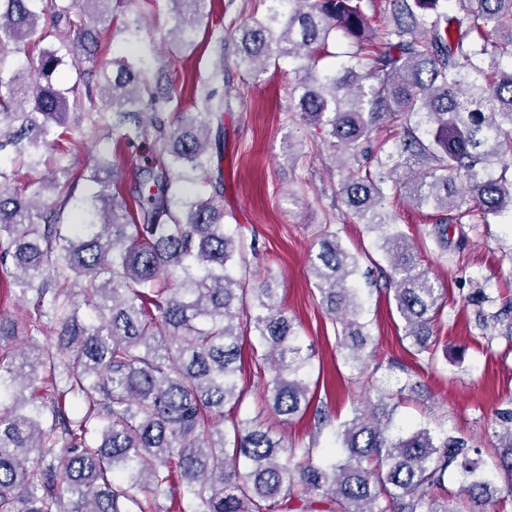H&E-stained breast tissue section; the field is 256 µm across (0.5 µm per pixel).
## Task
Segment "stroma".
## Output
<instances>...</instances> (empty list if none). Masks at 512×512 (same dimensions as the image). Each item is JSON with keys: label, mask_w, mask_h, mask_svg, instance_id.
Instances as JSON below:
<instances>
[{"label": "stroma", "mask_w": 512, "mask_h": 512, "mask_svg": "<svg viewBox=\"0 0 512 512\" xmlns=\"http://www.w3.org/2000/svg\"><path fill=\"white\" fill-rule=\"evenodd\" d=\"M116 15L118 25L97 31L99 56L119 52L145 58L153 88L177 97L180 108L190 109L196 84L209 76L216 62H223L224 80L215 89L228 97L220 161L225 222L234 235L256 247L250 259L251 284L273 277L281 305L296 323L311 355L305 376L312 384L313 406L327 407L341 423L352 418L362 399L389 390L398 402L394 430L426 426L463 437L480 450L479 472L496 479V414L512 405V347L503 338H489L476 323L467 298L483 291L492 309L512 297V217L485 223L476 215L467 224H449L448 242L442 245L432 227L443 221V212L416 206L394 183L386 184L385 208L392 223L413 244L422 268L447 291V305L434 327L437 350L431 357H414L393 299L372 277L389 266L378 233L341 202L340 182L347 169L376 165L367 146L338 152L325 130L291 112L297 83L291 60L272 61L265 72L251 75L235 45L218 48L206 26L199 28L192 47L166 43L163 35L173 22L164 0H126ZM135 17L141 30L131 37L120 23ZM82 141L75 153L44 155L39 165L21 171L14 186L38 183L63 167L81 169L114 149L101 132L85 131ZM326 227L358 258L351 281L361 304L358 320L367 324L372 337L358 364L339 346L336 325L321 304L309 270L317 236ZM263 353L256 339L245 340L238 417L271 429L299 448L313 445L323 452L334 447L333 427L319 432L312 415L287 420L266 407Z\"/></svg>", "instance_id": "obj_1"}]
</instances>
